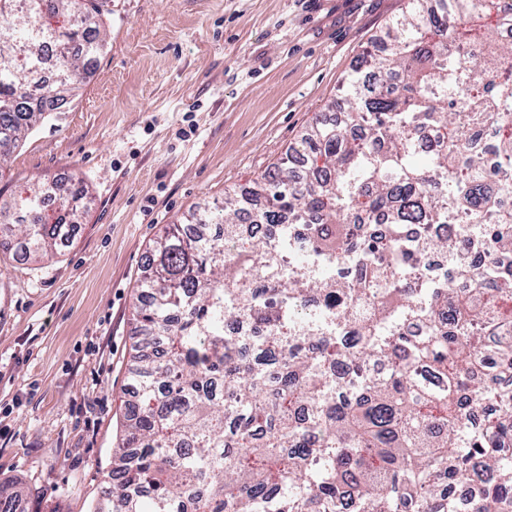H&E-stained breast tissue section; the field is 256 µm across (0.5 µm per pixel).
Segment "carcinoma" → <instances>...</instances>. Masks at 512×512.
Returning a JSON list of instances; mask_svg holds the SVG:
<instances>
[{
    "label": "carcinoma",
    "instance_id": "1",
    "mask_svg": "<svg viewBox=\"0 0 512 512\" xmlns=\"http://www.w3.org/2000/svg\"><path fill=\"white\" fill-rule=\"evenodd\" d=\"M106 0H0V166L78 88L104 48ZM56 17V27L45 18ZM512 6L407 0L369 72L351 74L312 134L224 204L172 224L133 308L138 400L97 512H448L470 470L489 473L470 512H512ZM493 135L496 165L471 134ZM448 143L427 153L426 134ZM88 189L35 185L0 204V251L44 258ZM389 254L348 238L375 211ZM296 224L304 241L291 240ZM423 225L418 240L407 225ZM454 276L404 288L416 252ZM350 269L344 278L285 256ZM250 337L235 336L242 316ZM423 328L407 336L408 324ZM346 360L347 376L336 365ZM377 360L382 375L371 372ZM490 408L477 429L476 403ZM17 491L0 483V512Z\"/></svg>",
    "mask_w": 512,
    "mask_h": 512
}]
</instances>
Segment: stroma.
Segmentation results:
<instances>
[{
    "mask_svg": "<svg viewBox=\"0 0 512 512\" xmlns=\"http://www.w3.org/2000/svg\"><path fill=\"white\" fill-rule=\"evenodd\" d=\"M405 0H110L106 49L0 166V198L80 180L52 256L0 253V481L27 512H92L134 384L145 256L284 155Z\"/></svg>",
    "mask_w": 512,
    "mask_h": 512,
    "instance_id": "obj_1",
    "label": "stroma"
}]
</instances>
